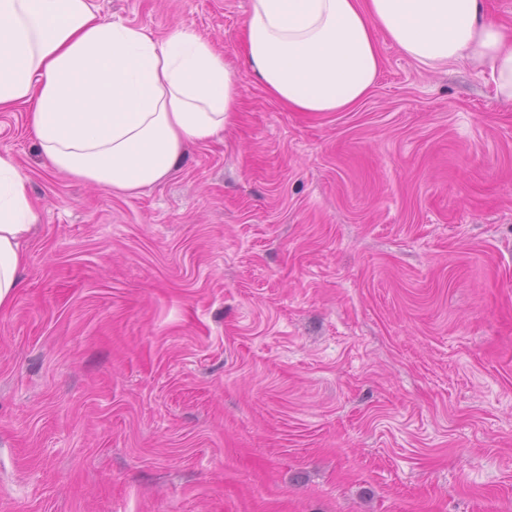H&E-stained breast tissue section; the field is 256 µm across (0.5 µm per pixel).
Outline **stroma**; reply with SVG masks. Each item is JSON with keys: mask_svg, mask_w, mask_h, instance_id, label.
Segmentation results:
<instances>
[{"mask_svg": "<svg viewBox=\"0 0 512 512\" xmlns=\"http://www.w3.org/2000/svg\"><path fill=\"white\" fill-rule=\"evenodd\" d=\"M242 73L222 138L133 194L0 153L38 212L0 313V512H512V101L377 33L376 85L293 112L250 0H96Z\"/></svg>", "mask_w": 512, "mask_h": 512, "instance_id": "stroma-1", "label": "stroma"}]
</instances>
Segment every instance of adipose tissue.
Instances as JSON below:
<instances>
[{
    "label": "adipose tissue",
    "mask_w": 512,
    "mask_h": 512,
    "mask_svg": "<svg viewBox=\"0 0 512 512\" xmlns=\"http://www.w3.org/2000/svg\"><path fill=\"white\" fill-rule=\"evenodd\" d=\"M383 32L419 65L487 67L512 100V25L487 0H251L249 72L295 112H342L374 88ZM241 79L195 30L157 39L100 16L95 0H0V112L28 107L42 155L71 178L128 194L176 169L189 143L220 137ZM37 222L29 179L0 154V311L19 286Z\"/></svg>",
    "instance_id": "obj_1"
}]
</instances>
